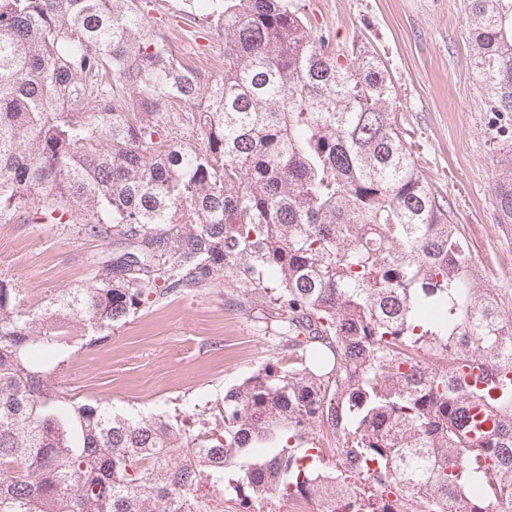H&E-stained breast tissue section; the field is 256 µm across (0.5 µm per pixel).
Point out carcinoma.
Returning <instances> with one entry per match:
<instances>
[{
  "instance_id": "1",
  "label": "carcinoma",
  "mask_w": 512,
  "mask_h": 512,
  "mask_svg": "<svg viewBox=\"0 0 512 512\" xmlns=\"http://www.w3.org/2000/svg\"><path fill=\"white\" fill-rule=\"evenodd\" d=\"M467 9L512 224V0ZM191 15L224 42L218 75L163 47L144 0H0V223L106 246L38 311L0 278V512H497L512 320L416 164L384 62L312 34L300 0ZM221 285L287 355L231 386L214 426L57 383L138 310Z\"/></svg>"
}]
</instances>
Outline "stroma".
<instances>
[{"instance_id": "stroma-1", "label": "stroma", "mask_w": 512, "mask_h": 512, "mask_svg": "<svg viewBox=\"0 0 512 512\" xmlns=\"http://www.w3.org/2000/svg\"><path fill=\"white\" fill-rule=\"evenodd\" d=\"M333 46L372 47L396 88L398 120L426 177L447 196L470 253L512 317V224L498 221L489 183L499 138L470 68L466 0H301ZM98 242L54 224L0 223V277L27 306L83 286ZM282 347L273 323L226 303L223 289L144 308L115 330L100 359L77 352L58 377L72 395L113 410L184 416L266 364Z\"/></svg>"}]
</instances>
